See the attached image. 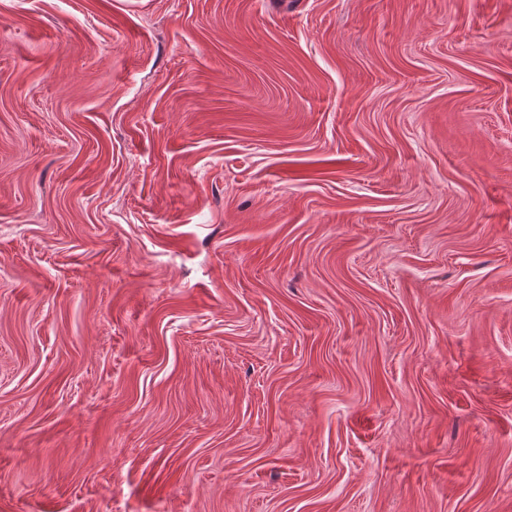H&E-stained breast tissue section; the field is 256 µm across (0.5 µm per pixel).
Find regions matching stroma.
<instances>
[{"label": "stroma", "instance_id": "35a3bbf8", "mask_svg": "<svg viewBox=\"0 0 512 512\" xmlns=\"http://www.w3.org/2000/svg\"><path fill=\"white\" fill-rule=\"evenodd\" d=\"M512 512V0H0V512Z\"/></svg>", "mask_w": 512, "mask_h": 512}]
</instances>
